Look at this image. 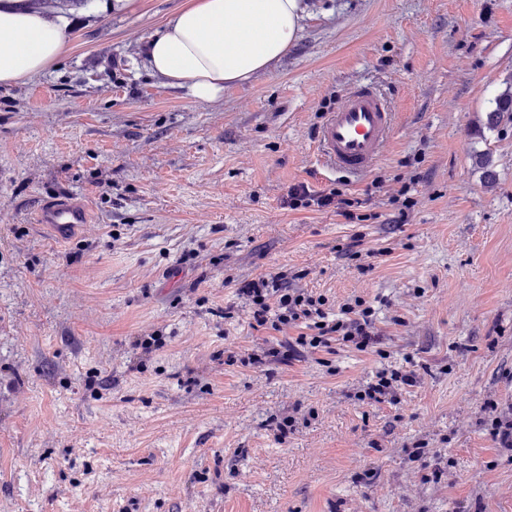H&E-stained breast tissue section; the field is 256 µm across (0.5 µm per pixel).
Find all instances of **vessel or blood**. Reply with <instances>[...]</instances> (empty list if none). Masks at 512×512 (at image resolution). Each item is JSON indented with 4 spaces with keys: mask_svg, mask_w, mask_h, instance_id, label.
<instances>
[{
    "mask_svg": "<svg viewBox=\"0 0 512 512\" xmlns=\"http://www.w3.org/2000/svg\"><path fill=\"white\" fill-rule=\"evenodd\" d=\"M396 125L390 100L374 83L349 87L317 128L314 153L319 167L355 178L367 175L385 154ZM34 221L64 243L88 223L89 205L78 197L53 198L37 210Z\"/></svg>",
    "mask_w": 512,
    "mask_h": 512,
    "instance_id": "vessel-or-blood-1",
    "label": "vessel or blood"
}]
</instances>
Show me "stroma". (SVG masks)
Instances as JSON below:
<instances>
[{
    "label": "stroma",
    "mask_w": 512,
    "mask_h": 512,
    "mask_svg": "<svg viewBox=\"0 0 512 512\" xmlns=\"http://www.w3.org/2000/svg\"><path fill=\"white\" fill-rule=\"evenodd\" d=\"M103 2L67 0L59 59L0 87V512H512L482 409L512 406V124L484 126L512 85V0H304L288 51L203 104L143 55L190 0ZM362 81L398 125L354 181L313 144ZM300 183L364 220L285 208ZM68 194L92 222L59 244L33 217ZM356 234L390 255L358 271ZM301 269L329 306L372 305L379 351L246 364L280 335L238 283ZM411 367L396 403L355 401Z\"/></svg>",
    "instance_id": "1"
}]
</instances>
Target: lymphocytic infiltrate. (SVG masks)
Listing matches in <instances>:
<instances>
[{"mask_svg":"<svg viewBox=\"0 0 512 512\" xmlns=\"http://www.w3.org/2000/svg\"><path fill=\"white\" fill-rule=\"evenodd\" d=\"M288 208L331 209L347 222H354L357 199L347 197L343 190L330 187L320 191L298 184L289 187L285 200ZM304 271L295 277L286 272L243 282L237 293L245 298L253 327L270 328L278 332L298 329L295 342L269 348L259 354H251L250 364L262 365L273 360L288 364L299 355L300 348H330L338 342L366 351L380 342V333L374 323V311L363 299L345 303L337 312H330L324 296L316 295L292 285L293 278H304ZM415 372L383 370L369 382L359 399L367 404L392 403L401 387L414 385Z\"/></svg>","mask_w":512,"mask_h":512,"instance_id":"1","label":"lymphocytic infiltrate"}]
</instances>
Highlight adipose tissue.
Listing matches in <instances>:
<instances>
[{"label":"adipose tissue","instance_id":"obj_1","mask_svg":"<svg viewBox=\"0 0 512 512\" xmlns=\"http://www.w3.org/2000/svg\"><path fill=\"white\" fill-rule=\"evenodd\" d=\"M302 0H192L145 47L149 67L197 103L248 83L294 44ZM62 18L0 0V86L44 71L68 43Z\"/></svg>","mask_w":512,"mask_h":512}]
</instances>
